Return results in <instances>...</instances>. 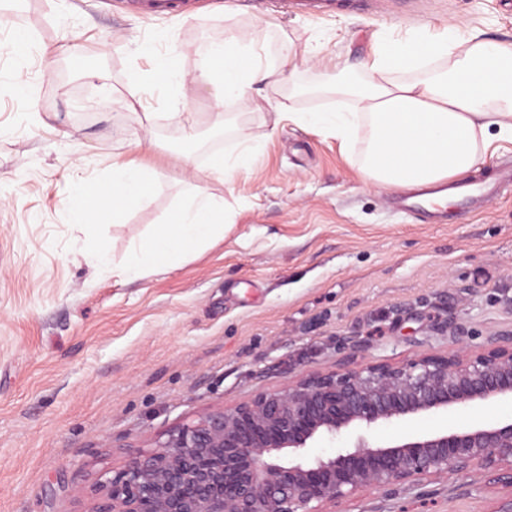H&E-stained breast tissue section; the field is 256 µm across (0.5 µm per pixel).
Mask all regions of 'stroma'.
<instances>
[{
  "mask_svg": "<svg viewBox=\"0 0 512 512\" xmlns=\"http://www.w3.org/2000/svg\"><path fill=\"white\" fill-rule=\"evenodd\" d=\"M226 1L146 17L131 0H0V512H92L132 453L213 409L345 368L351 344L363 347L357 364L402 365L512 331V191L431 223L369 185L363 140L341 145L195 81L228 27L267 59L291 39L354 63L386 29L450 22L512 42V0H365L360 10L230 0L231 13ZM16 30L28 37L17 50ZM168 60L185 90L159 86ZM321 84L319 70L302 69L268 96L298 112L340 107ZM185 110L192 140L168 121ZM241 126L266 140L248 169L220 181L210 156L231 150ZM127 161L154 174L150 194L94 229L78 224L75 181L107 187ZM193 192L223 200V237L175 270L113 278L112 264ZM98 250L108 266L88 262ZM510 417L504 399L370 439ZM510 496L476 467L423 489H367L334 512H495Z\"/></svg>",
  "mask_w": 512,
  "mask_h": 512,
  "instance_id": "obj_1",
  "label": "stroma"
}]
</instances>
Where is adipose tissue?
Masks as SVG:
<instances>
[{"mask_svg":"<svg viewBox=\"0 0 512 512\" xmlns=\"http://www.w3.org/2000/svg\"><path fill=\"white\" fill-rule=\"evenodd\" d=\"M303 67L323 69L324 88L347 98L349 109L297 112L280 103L278 118L344 144L366 138L362 167L374 184H440L478 163L490 132L512 140V42L475 31L461 35L450 25L422 28L403 39L379 34L369 57L344 73L320 48L291 41L275 61H266L246 34L228 29L210 41L197 80L218 85L225 100L243 109L261 111L269 104L268 90ZM153 183V173L141 165L116 164L107 190L81 183L75 200L80 214L105 204L118 215L142 200ZM223 212L212 197L189 194L149 240L134 245L130 260L114 267L113 276L131 281L173 267L223 233Z\"/></svg>","mask_w":512,"mask_h":512,"instance_id":"ef3b65f1","label":"adipose tissue"}]
</instances>
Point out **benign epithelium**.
<instances>
[{
  "instance_id": "obj_1",
  "label": "benign epithelium",
  "mask_w": 512,
  "mask_h": 512,
  "mask_svg": "<svg viewBox=\"0 0 512 512\" xmlns=\"http://www.w3.org/2000/svg\"><path fill=\"white\" fill-rule=\"evenodd\" d=\"M512 396V332L474 350L424 354L403 366L316 371L216 409L138 451L102 482L95 512H328L369 487L408 484L482 466L512 488V419L405 436L359 439L323 458L315 440L366 431L438 409Z\"/></svg>"
}]
</instances>
